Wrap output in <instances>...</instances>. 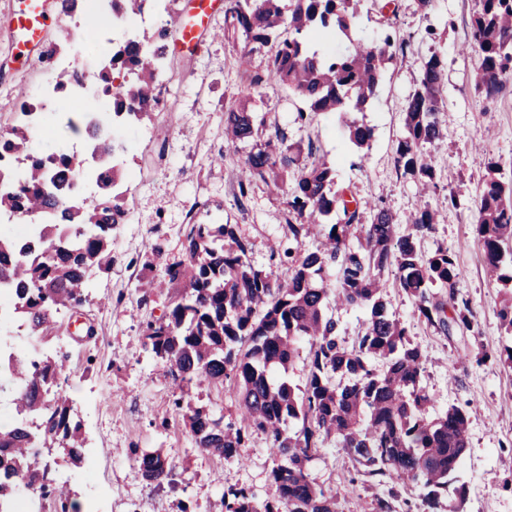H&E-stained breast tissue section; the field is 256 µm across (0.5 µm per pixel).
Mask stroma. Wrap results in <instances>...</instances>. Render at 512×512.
Segmentation results:
<instances>
[{
    "mask_svg": "<svg viewBox=\"0 0 512 512\" xmlns=\"http://www.w3.org/2000/svg\"><path fill=\"white\" fill-rule=\"evenodd\" d=\"M397 5L394 26H386L372 9L362 13L354 32L375 42L389 36L398 46L365 115L374 134L364 150L350 142L339 114L319 112L301 122L297 111L302 103L284 86L269 81L252 87L251 77L264 71L266 58L256 53L250 63L241 62L239 41L224 33L221 2L199 52L172 50L166 55L162 111L118 132L130 144L118 161L133 177L118 187L129 221L112 237L115 263L110 271L92 272L88 304L77 320L63 321L55 336L7 339L28 350L70 354L65 389L82 424L84 460L78 466L58 461L56 470L79 506H90L91 512H224L227 488L251 489L261 500L273 493L268 436L253 433L237 462L197 451L174 405L181 392L169 367L144 349L147 323L164 319L176 293L172 286L150 290L144 283L183 261L191 225H236L251 247L255 268L282 279L289 275L287 264L270 260L273 251L288 243L283 222L288 188L260 183L248 197H240L238 181L247 150L224 138L225 108L250 97L265 132H284L300 165L316 158L327 161L336 170L337 188L361 207L385 208L403 227L421 204L437 210V229L421 247L430 252L443 246L455 259L461 271L456 291L470 301L477 333H437L419 320L413 301L399 289L388 288L386 301L425 356L423 384L435 410L457 405L468 414L464 512H512V368L496 358L506 343L498 316L501 294L487 275L474 233L487 162H499L504 181L512 180V95L489 104L474 87L478 58L465 45L475 0H433L425 12L417 0H398ZM16 6V0H0V132L19 121L18 92L35 96L59 81L61 73L58 64L42 63L37 50L26 65L17 64L9 27ZM86 22L102 35L99 50L87 63L93 71L113 42L125 36L113 29L107 15L88 20L79 12L61 18L49 28L44 43L68 53L62 30L74 31ZM434 52L446 73L442 99L449 119L434 151L437 186L422 197L414 180L400 175L396 158L405 135L408 98L424 61ZM452 193L458 205L449 204ZM81 323L93 325L96 340H80ZM156 448L173 467V485L149 484L136 471V452ZM348 467L343 452L329 441L310 464L308 477L335 495L339 512H373L375 490L349 485L344 478Z\"/></svg>",
    "mask_w": 512,
    "mask_h": 512,
    "instance_id": "1",
    "label": "stroma"
}]
</instances>
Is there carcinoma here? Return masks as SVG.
<instances>
[{"label": "carcinoma", "instance_id": "obj_1", "mask_svg": "<svg viewBox=\"0 0 512 512\" xmlns=\"http://www.w3.org/2000/svg\"><path fill=\"white\" fill-rule=\"evenodd\" d=\"M365 0H231L224 31L243 38V57L267 50V65L251 84L273 79L301 100L297 119L316 112L362 114L368 110L391 59L390 38L380 44L361 39L335 55L315 49L317 34L350 37ZM170 29L134 34L112 46L95 71L99 93L112 112L105 123L140 121L155 112L159 86L157 62L166 53ZM468 48L478 56L475 89L488 103L512 92L505 79L512 68V0H478L470 24ZM445 71L437 54L423 64L422 76L405 110L406 135L397 149V167L427 189L435 184L431 149L443 138ZM262 122L249 101L224 112V134L233 144L251 145L239 181L242 198L256 181H273L296 165L284 137L261 139ZM358 148L373 131L355 117L347 123ZM89 138H99L98 169L116 187L124 178L114 164V140L99 135L97 122H85ZM30 131L14 126L0 133V155L23 164L22 176L0 192V214H25L36 222L40 245L20 244L0 235V283L15 288L13 311L32 335L47 336L57 316L73 314L88 301V273L112 268V232L126 222L121 194L86 202L62 201L78 175L68 152L31 150ZM284 213L290 264L288 279L254 268L250 247L234 224H194L186 235V261L168 266L160 284L178 285L167 317L147 325L145 346L171 369L182 388L233 384L240 394V418L224 424L203 406L179 399L196 448L226 461L240 460V448L259 430L271 439L276 465L270 473L272 497L258 501L246 488L224 491L225 512H337L336 498L312 483L306 473L332 440L354 467L349 483L386 488L374 498V512H394L398 488H415L419 512H460L465 482L460 463L467 447L465 411L452 406L429 414L431 396L422 385L424 356L390 311L385 291L393 284L414 301L418 318L447 336L474 331V311L455 288L460 271L448 251L421 249L435 233V213L425 206L401 232L384 208L372 210L364 224L360 206H351L336 188L332 167L324 161L293 176ZM316 227L324 242L304 249ZM475 236L491 276L503 288L501 325L512 338V185L498 163H487L479 195ZM357 237L358 246L350 244ZM394 272L389 281L386 272ZM336 272L331 283L330 272ZM366 312L363 330L349 343L340 335L330 303ZM309 346L305 384L286 377ZM66 356L17 360L0 371V391L10 396L15 417L0 423V510L28 491L60 506L77 509L67 485L48 463L56 455L77 465L83 460L82 425L71 416L61 382ZM137 472L161 486L172 469L159 450L137 457Z\"/></svg>", "mask_w": 512, "mask_h": 512}]
</instances>
